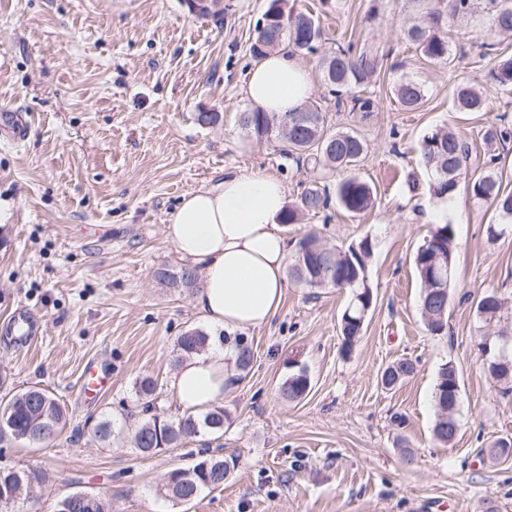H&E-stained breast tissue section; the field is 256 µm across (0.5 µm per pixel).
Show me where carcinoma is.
Masks as SVG:
<instances>
[{"instance_id": "obj_1", "label": "carcinoma", "mask_w": 512, "mask_h": 512, "mask_svg": "<svg viewBox=\"0 0 512 512\" xmlns=\"http://www.w3.org/2000/svg\"><path fill=\"white\" fill-rule=\"evenodd\" d=\"M284 0H270L264 18L271 19V30L280 29L281 17H286L288 30L278 41L271 37L255 36L250 45L252 57L258 59L288 44L295 51L311 53L321 39V29L310 13L293 8L283 9ZM493 8L492 24L501 34L512 33V0H490ZM475 0H428L426 11L406 30L408 41L427 61L448 64V37L445 25L448 18L470 15ZM377 52L362 48L354 52L353 45L338 47L335 52L320 59L324 79L337 94V105H348L352 112L368 113L371 99L363 97V86L377 68ZM494 82L512 86V56L495 60L491 70ZM399 105L407 110L419 109L424 103V90L413 80H403L395 86ZM454 102L461 112H483L488 108L482 92L460 86L455 90ZM302 113L298 109L281 117L251 110L240 114V125L256 139L272 145L281 155L295 161L297 166L312 172L330 174L347 170L366 155L367 145L353 131H335L330 128L327 113L318 110L313 115L321 125L310 122L291 124L288 137H279V126ZM483 139L490 145L508 150L512 142V120L508 114L496 116L483 131ZM421 158L432 179L429 191L434 197L446 200L460 181H468L474 197L490 204L497 222L487 226L490 240L506 235L512 226V192L502 189L495 169L498 156L492 155L482 163V172L469 175L470 150L468 143L453 132L437 129L421 144ZM330 199L329 187L313 181L300 200L283 219L285 224H295L304 213H318ZM339 205L353 214H360L373 206L370 185L350 173L336 184ZM374 243L365 237L348 247L329 245L320 236L309 231L296 243V251L288 259V276L298 285L309 289L333 288L349 292L350 299L340 318L344 351L349 353L361 338L373 291L367 270ZM455 231L451 224H434L413 255V266L420 281L419 310L426 331L442 335L446 331V317L450 305V284L453 279ZM448 268V275L436 278L437 270ZM157 279L170 288L192 290L196 287L198 273L191 266L177 269L160 268ZM477 318L482 323L480 351L489 376L507 394L512 392V314L505 300L495 290L484 291L476 304ZM210 336L202 330H188L176 340V354L171 360L178 365L183 358L203 352L209 347ZM245 337L233 339L232 353L240 382L250 373L254 356L244 346ZM416 365L411 359L401 358L388 364L380 374L381 385L391 390L414 375ZM460 383L455 365L448 361L439 368L432 392L435 421L433 441L441 446L451 445L460 430L457 418L454 389ZM310 378L303 368L290 375L279 390L280 398L290 402L302 399L310 389ZM156 384L150 377L143 378L137 393L142 400L138 426L133 436L134 448L150 456L163 448H178L199 436H208L214 442L224 437L228 413L222 406L196 414L183 412L173 419H164L153 413ZM69 424V415L56 397L38 386L6 393L0 398V445L28 443L47 447L61 436ZM88 435L106 446L112 445L114 423L105 415L89 430ZM174 476L162 486L163 494L176 503L189 504L202 493L221 490L228 479L224 470V457L211 455L192 464L172 469ZM47 479V469L31 466L27 469L0 467V512H23L24 504L40 491ZM52 512H112V498L101 493L76 489L63 496L53 506Z\"/></svg>"}]
</instances>
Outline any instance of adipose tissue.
<instances>
[{"label": "adipose tissue", "instance_id": "adipose-tissue-1", "mask_svg": "<svg viewBox=\"0 0 512 512\" xmlns=\"http://www.w3.org/2000/svg\"><path fill=\"white\" fill-rule=\"evenodd\" d=\"M312 91L311 78L287 51L276 50L250 70L253 108L285 113ZM282 181L260 170H230L210 188L182 197L164 232L181 258L198 265L203 283L194 296L202 319L216 329L263 326L288 291V239L277 227L287 208ZM229 353L221 342L181 364L172 385L178 402L203 411L219 404L229 379Z\"/></svg>", "mask_w": 512, "mask_h": 512}]
</instances>
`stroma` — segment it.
Here are the masks:
<instances>
[{
	"instance_id": "35a3bbf8",
	"label": "stroma",
	"mask_w": 512,
	"mask_h": 512,
	"mask_svg": "<svg viewBox=\"0 0 512 512\" xmlns=\"http://www.w3.org/2000/svg\"><path fill=\"white\" fill-rule=\"evenodd\" d=\"M268 3L224 0L217 22L191 16L183 0H0V106L28 121L20 144L0 141V374L14 390L53 393L72 416L52 447L6 453L12 466L48 467L30 512H48L76 477L81 488L111 495L113 512H482L487 505L512 512V457L484 454L496 436L512 434V394L483 367L475 308L489 288L512 303V236L488 239L492 212L466 187L445 202L432 196L420 154L424 136L443 127L477 157L492 154L483 129L497 114H512V87L491 80L494 59L482 50L493 43L512 54V35L491 31L485 0L449 20L444 66L424 60L404 37L422 0H288L319 18L317 54L295 59L311 74L310 101L332 128L364 138L367 155L355 173L372 186L375 203L353 215L333 202L282 231L292 243L312 229L335 245L372 238L374 299L364 333L344 353L347 294L289 283L272 321L248 330L253 368L224 396L231 419L222 453L235 468L223 489L175 504L159 489L184 456L204 455L202 444L145 457L127 441L142 378L157 385L159 416L182 413L169 359L181 333L204 326L192 293L155 276L183 264L163 232L182 196L225 171L261 168L282 180L293 204L316 178L238 123L251 108L249 47ZM348 42L378 50L366 114L337 111L318 66L319 56ZM404 79L424 90L417 111H404L392 93ZM462 84L486 95L487 111L456 109L453 90ZM205 111L220 122L200 125ZM434 224L453 225L456 234L443 336L424 328L412 263ZM19 308L37 333L27 349L9 330ZM399 358L417 370L384 389L379 375ZM448 361L460 378L461 429L442 448L432 441V391ZM90 362L110 376L94 398L80 393ZM301 368L310 391L280 399L282 383ZM395 413L404 428L391 423ZM105 414L115 423L111 447L76 436V426ZM400 434L412 464L395 446Z\"/></svg>"
}]
</instances>
